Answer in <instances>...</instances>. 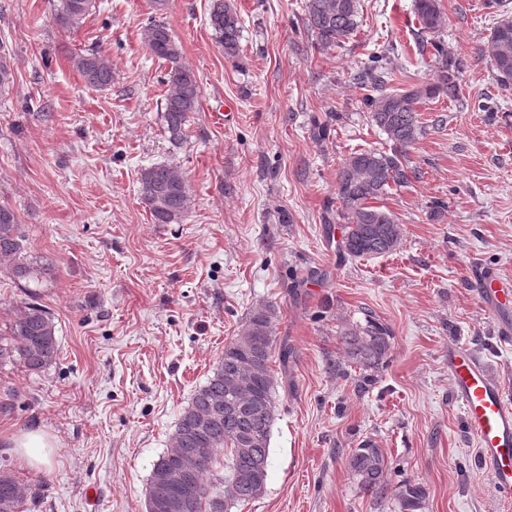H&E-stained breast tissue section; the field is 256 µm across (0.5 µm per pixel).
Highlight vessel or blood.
<instances>
[{
    "label": "vessel or blood",
    "mask_w": 512,
    "mask_h": 512,
    "mask_svg": "<svg viewBox=\"0 0 512 512\" xmlns=\"http://www.w3.org/2000/svg\"><path fill=\"white\" fill-rule=\"evenodd\" d=\"M478 284L486 307L501 316L502 337L511 339L512 320H505L503 314L512 307V283L483 275ZM448 368L467 424L479 442L482 465L499 496L511 500L512 396L490 378L484 363L467 352L449 351Z\"/></svg>",
    "instance_id": "vessel-or-blood-1"
}]
</instances>
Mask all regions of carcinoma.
<instances>
[{
	"label": "carcinoma",
	"mask_w": 512,
	"mask_h": 512,
	"mask_svg": "<svg viewBox=\"0 0 512 512\" xmlns=\"http://www.w3.org/2000/svg\"><path fill=\"white\" fill-rule=\"evenodd\" d=\"M94 0H58L54 23L65 31L79 29L92 11ZM360 0H305L303 25L321 50L341 48L358 27ZM421 30L422 52L436 64L428 95L459 98L460 62L439 37L443 15L439 0H415ZM209 25L234 60L239 55L241 20L230 0H213ZM149 53L170 63L164 102V123L172 140H180L190 114L198 111L201 88L193 69L181 60L180 48L169 27L151 20L142 29ZM490 58L496 84L512 89V15L502 14L490 36ZM85 85L103 89L112 85V64L99 49H90L75 60ZM399 65L384 49L370 53L356 80L373 94L365 99L371 121L390 142L389 151L361 150L350 154L336 173V223L342 235L337 250L350 257L385 255L396 251L404 237L402 225L392 212L377 205L395 187L416 178L410 150L425 135L416 105L415 91L391 92L388 84ZM14 71L0 54V92L10 88ZM140 196L156 224H172L188 210L189 196L183 173L175 164H154L140 173ZM0 272L21 288L39 283L51 273L48 263L30 251L25 225L15 210L0 204ZM274 309L253 313L240 334L224 346L207 382L196 390L183 409L170 438V448L153 465L147 488V512H181L167 505L177 499L190 502V512H231L260 497L265 490L253 479L256 460L264 462L262 481L267 480L270 438L276 419L274 379L269 369L273 350ZM346 361L363 372L383 365L391 349V332L385 325L366 320L340 332ZM59 351L52 314L36 302H26L14 315L6 335L0 336V365L19 366L26 372L48 369ZM227 452L223 477L209 476L217 456ZM348 466L358 488L374 499L395 492L402 512H422L425 491L412 480L390 489L385 480L388 461L375 442L365 440L348 456ZM187 474L180 484L168 481L175 468ZM38 485L26 486L5 468L0 469V512H22L25 501L36 505Z\"/></svg>",
	"instance_id": "cac0c4a2"
}]
</instances>
